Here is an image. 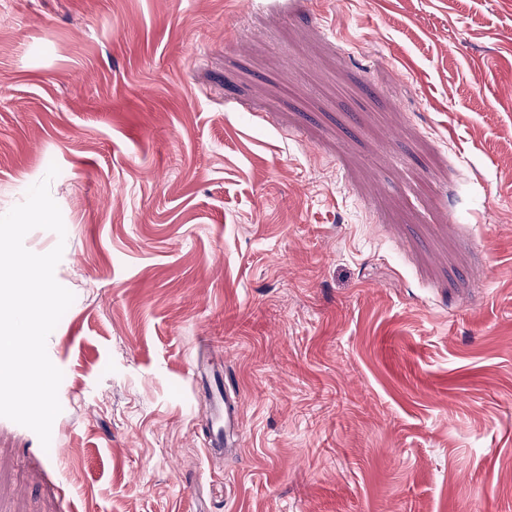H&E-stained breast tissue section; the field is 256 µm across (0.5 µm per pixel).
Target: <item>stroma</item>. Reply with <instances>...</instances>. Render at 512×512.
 Here are the masks:
<instances>
[{
  "mask_svg": "<svg viewBox=\"0 0 512 512\" xmlns=\"http://www.w3.org/2000/svg\"><path fill=\"white\" fill-rule=\"evenodd\" d=\"M268 2L0 0V214L58 166L74 295L0 512H512V0ZM218 396L211 400V411L207 418V427L210 432L211 451L220 452L224 448V431L229 433L235 427L239 428V408L236 395L225 391V396L217 388Z\"/></svg>",
  "mask_w": 512,
  "mask_h": 512,
  "instance_id": "1",
  "label": "stroma"
}]
</instances>
